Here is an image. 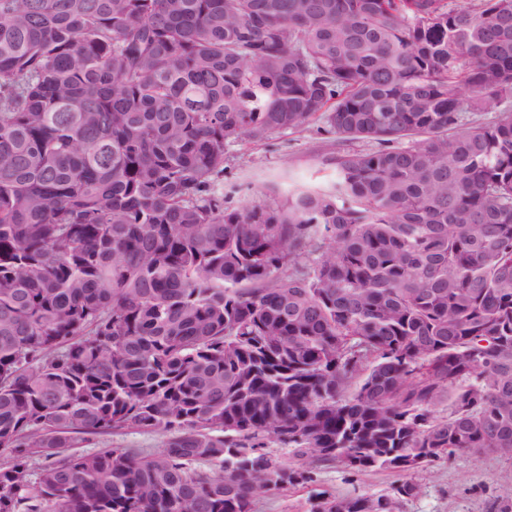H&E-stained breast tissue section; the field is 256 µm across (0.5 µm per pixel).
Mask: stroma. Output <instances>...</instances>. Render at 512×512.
Returning <instances> with one entry per match:
<instances>
[{
  "instance_id": "obj_1",
  "label": "stroma",
  "mask_w": 512,
  "mask_h": 512,
  "mask_svg": "<svg viewBox=\"0 0 512 512\" xmlns=\"http://www.w3.org/2000/svg\"><path fill=\"white\" fill-rule=\"evenodd\" d=\"M325 147L322 135L312 129L276 133L258 144H230L220 189L238 206L271 202L295 185H328L334 174L322 163ZM412 479L417 493L403 512H506L512 507L504 492L512 484V460L459 455L423 466ZM400 480L393 471L353 472L339 464L321 465L311 485L258 492L256 512H306L311 493L382 494Z\"/></svg>"
}]
</instances>
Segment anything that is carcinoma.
Masks as SVG:
<instances>
[{
  "label": "carcinoma",
  "instance_id": "carcinoma-1",
  "mask_svg": "<svg viewBox=\"0 0 512 512\" xmlns=\"http://www.w3.org/2000/svg\"><path fill=\"white\" fill-rule=\"evenodd\" d=\"M314 124L330 185L226 200ZM121 430L166 440L77 451ZM0 449V512L512 459V0H0Z\"/></svg>",
  "mask_w": 512,
  "mask_h": 512
}]
</instances>
